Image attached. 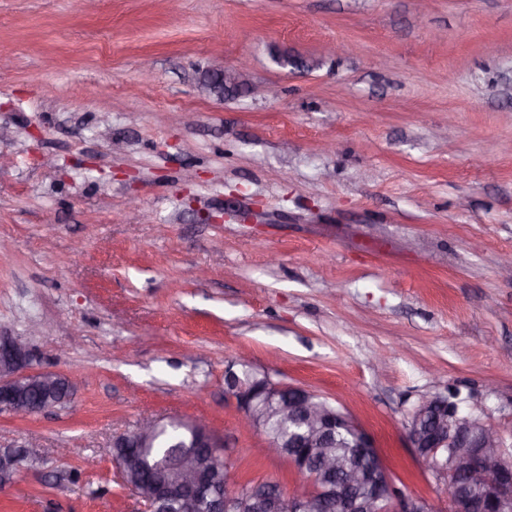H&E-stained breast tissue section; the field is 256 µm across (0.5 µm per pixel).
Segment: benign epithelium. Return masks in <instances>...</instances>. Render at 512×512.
Wrapping results in <instances>:
<instances>
[{"mask_svg": "<svg viewBox=\"0 0 512 512\" xmlns=\"http://www.w3.org/2000/svg\"><path fill=\"white\" fill-rule=\"evenodd\" d=\"M245 63L232 69L206 71L201 79L202 87L219 97L224 89H239L247 85ZM33 352L29 344L20 336H11L0 331V399L9 398L12 404L0 403V408L13 414H32L44 410L40 404L20 403L15 392L20 388L37 386L53 388L61 380L54 372H33L30 366ZM248 368L247 357L242 355L224 371L226 393L236 401L244 426L260 430L264 415L277 411L290 422L300 426L301 436L288 443L290 448H315L319 451V472L321 485L315 493L303 492L285 497L268 486H258L249 496L242 499L240 492L224 490L210 484L204 477L201 461L197 453L186 452L165 462L164 467L173 472V479L166 483L168 497L175 501L180 512H230L240 508L258 509V512H316L324 503L336 512H377L382 499L380 488L390 484L391 476L384 464L374 471L358 465L344 469L338 482L333 475L340 469V462L326 452L330 447L332 423L340 418L353 428L358 455L370 456L377 450L374 439L359 427L350 417H335L328 414L314 394L303 390V395L291 399L288 392L291 386H283L268 381L262 387L240 378L234 367ZM443 394L435 393L417 406L412 416L428 419L426 438H420L418 428L408 422L407 437L410 446L420 447L425 443L431 450L422 457L429 470H442L438 449L448 443L462 448L456 460L454 475L443 483V491L450 503L452 512H512V463L506 459L507 450L502 434L497 429L480 420L460 413V403L448 407L442 402ZM193 434H199L208 445L212 462L223 457L224 444L201 420L185 423ZM157 423H146L132 434L138 448H146L151 443ZM30 455L24 445L0 448V469L7 471L17 461ZM390 512H425L423 500L412 495L396 497L391 502Z\"/></svg>", "mask_w": 512, "mask_h": 512, "instance_id": "7a95c632", "label": "benign epithelium"}]
</instances>
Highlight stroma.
Returning a JSON list of instances; mask_svg holds the SVG:
<instances>
[{
	"mask_svg": "<svg viewBox=\"0 0 512 512\" xmlns=\"http://www.w3.org/2000/svg\"><path fill=\"white\" fill-rule=\"evenodd\" d=\"M0 43V328L73 385L0 412V444L67 451L0 512H143L112 440L171 419L208 422L234 483L309 489L239 425L243 351L435 512L424 397L459 390L512 446V0H0ZM243 58L277 98L202 89Z\"/></svg>",
	"mask_w": 512,
	"mask_h": 512,
	"instance_id": "1",
	"label": "stroma"
}]
</instances>
